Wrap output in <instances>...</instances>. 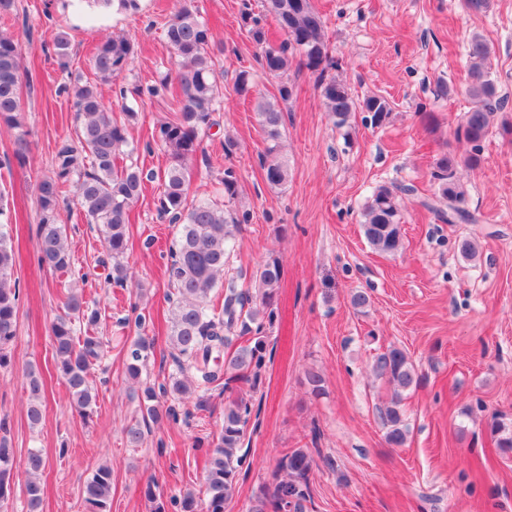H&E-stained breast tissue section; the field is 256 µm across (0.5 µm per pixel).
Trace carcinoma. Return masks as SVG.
Here are the masks:
<instances>
[{
    "label": "carcinoma",
    "instance_id": "1",
    "mask_svg": "<svg viewBox=\"0 0 512 512\" xmlns=\"http://www.w3.org/2000/svg\"><path fill=\"white\" fill-rule=\"evenodd\" d=\"M91 6H112L120 11L135 12L139 0H85ZM263 11L272 16L286 35L278 46L268 42L261 18L250 11L241 13L242 26L249 37L262 48V68L273 78L288 69L289 54L297 52L301 63L318 74L325 109L332 113L336 125H345L351 113H366L365 121L379 126L389 116L388 102L379 96L354 98L346 84L326 76L336 67L329 58L325 39V21L314 0H262ZM166 41L175 59V75H165L158 83L146 87L154 96L176 80L180 89L178 109L172 119L160 125L158 139L168 152L169 163L156 175L144 173L138 166L119 163L123 147L128 145L126 123L136 119L137 112L122 106L124 120L115 117L112 104L102 95L98 84L79 81L66 88L74 101L75 137L57 142L52 159L53 174L37 185L40 212L38 250L42 266L56 272L72 271V257L63 225L57 214L63 187L75 182L77 208L87 223L95 224L104 238L112 258V281L117 285L128 279L124 259L129 250L130 211L143 193L145 181L157 179L163 187L159 211L175 227L176 238L167 268L175 301L171 309L172 348L177 352L178 375L159 388L147 386L141 395V412L156 418L159 397L189 398L198 389L224 385L237 396L224 406V425L218 437L207 447H197L205 458L206 512H224L225 505L236 493L239 470L247 455L238 454L245 428L252 413V393L265 369L266 327L273 324L276 289L283 267L276 258L267 260L252 276L258 293L251 292L243 271L229 268L236 246L239 226L248 224L252 214L246 210L230 212L228 207L239 195L236 171L224 169L221 180L224 201L190 197L192 169L201 134L215 124L213 114L219 111V86L213 54L211 29L197 9L189 4L174 13L164 28ZM58 64H69L70 40L60 30L54 36ZM468 56L466 93L471 108L463 113L456 136L470 146L466 163L479 165L482 143L492 134L494 118L502 109L498 80L490 62L491 47L483 36L472 35ZM135 57V45L123 35L100 42L90 58L96 77L102 82L115 81L129 70ZM21 45L12 34L0 32V125L19 129L15 137L14 157L23 162L29 149L24 113L21 105ZM292 88L281 84L280 101H264L257 105L259 123L267 147L262 159L269 184L282 186L288 180L287 166L277 159L280 152L283 112L279 102L288 101ZM457 160L442 156L436 163L434 179L440 196L448 201V212L440 218L448 224H474L477 218L464 207V192L454 179ZM412 187L376 188L363 209V227L368 242L382 253H394L401 247L399 227V194L412 192ZM16 264L12 222L8 202L0 193V368L11 364V349L17 335L20 292L14 278ZM64 306L67 314L51 326L52 359L55 370L68 386L75 410L86 417L96 404L97 391L89 382L90 370L104 356L105 343L97 327L101 310L89 308L84 296L66 289ZM153 342L138 337L126 356V373L138 381L141 366ZM376 379L390 387V398L378 408L386 442L396 448L408 440L409 427L402 408L403 393L416 385L418 376L405 350L390 346L378 353L372 363ZM28 393L27 416L36 426L42 419L44 381L38 371H25ZM495 447L512 453V426L497 419L490 424ZM21 467L27 474L25 493L28 512H38L45 494L42 474L46 459L37 449L28 452L23 461L15 458L6 439L0 438V503L12 494L11 475ZM276 469L283 477L268 487L252 512H303L309 498L310 455L301 448L284 452ZM112 499V468L98 467L84 484L86 512H108ZM171 503L179 512H198L195 494L186 491L174 495Z\"/></svg>",
    "mask_w": 512,
    "mask_h": 512
}]
</instances>
